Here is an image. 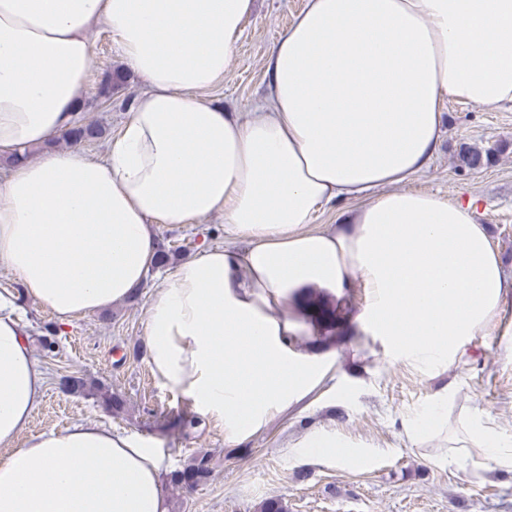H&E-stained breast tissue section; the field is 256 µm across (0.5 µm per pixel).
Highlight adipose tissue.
<instances>
[{
    "instance_id": "obj_1",
    "label": "adipose tissue",
    "mask_w": 512,
    "mask_h": 512,
    "mask_svg": "<svg viewBox=\"0 0 512 512\" xmlns=\"http://www.w3.org/2000/svg\"><path fill=\"white\" fill-rule=\"evenodd\" d=\"M253 0H0V512H168L164 451L98 422L31 435L46 378L20 298L59 322L133 297L156 227L220 216L224 244L148 300L147 363L230 439L254 434L326 369L289 355V299L359 286V320L425 369L464 363L507 281L471 203L412 190L444 99L512 104V0H307L272 47L246 118L201 94L228 72ZM105 26L144 84L105 160L55 150L87 94ZM358 207L333 231L327 205ZM453 390L403 420L439 458L512 471V437L448 421Z\"/></svg>"
}]
</instances>
